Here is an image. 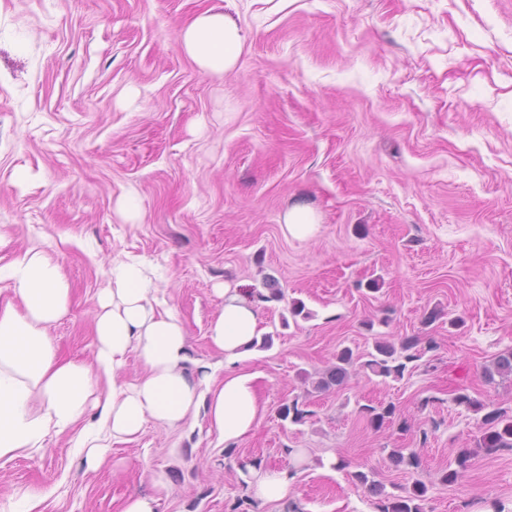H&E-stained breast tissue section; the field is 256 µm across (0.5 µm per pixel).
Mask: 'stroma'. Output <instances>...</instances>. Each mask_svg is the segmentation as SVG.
Here are the masks:
<instances>
[{
	"instance_id": "obj_1",
	"label": "stroma",
	"mask_w": 512,
	"mask_h": 512,
	"mask_svg": "<svg viewBox=\"0 0 512 512\" xmlns=\"http://www.w3.org/2000/svg\"><path fill=\"white\" fill-rule=\"evenodd\" d=\"M207 11L243 38L229 71L184 49ZM298 205L321 224L308 241L281 228ZM0 233V263L33 249L59 264L66 358L91 360L112 263L130 257L164 270L201 389L226 367L209 341L218 288L266 295L273 339L238 364L263 406L245 435L222 441L201 412L150 423L95 472L50 436L0 460V512L34 487L31 512H121L159 476L157 512H377L357 471L393 495L423 482L425 512H512V448L476 449L481 417L452 400L463 386L512 409V376L483 374L512 350V0H0ZM412 336L436 347L403 377L365 366L376 341ZM344 347L345 385L316 389ZM293 402L297 424L279 416ZM380 404L395 419L376 430L363 409ZM395 448L419 468L391 465ZM249 460L292 471L283 508L251 497Z\"/></svg>"
}]
</instances>
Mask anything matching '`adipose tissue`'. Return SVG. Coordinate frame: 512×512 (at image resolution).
<instances>
[{
    "mask_svg": "<svg viewBox=\"0 0 512 512\" xmlns=\"http://www.w3.org/2000/svg\"><path fill=\"white\" fill-rule=\"evenodd\" d=\"M182 39L206 71L231 69L242 50L238 28L220 13L196 19ZM160 276L158 266L138 258L113 266L114 288L101 302L92 359L84 362L62 359L51 334L70 296L53 259L28 250L0 265V459L34 455L47 436H66L79 463L96 468L110 456L107 437H132L149 422L173 426L201 408L224 441L253 428L261 412L253 375L234 369L199 391L186 369L183 322L157 296ZM223 296L209 339L234 363L259 335L260 304L234 288ZM132 356L143 377L115 382ZM246 483L256 500L273 504L287 498L291 476L253 468Z\"/></svg>",
    "mask_w": 512,
    "mask_h": 512,
    "instance_id": "ef3b65f1",
    "label": "adipose tissue"
}]
</instances>
